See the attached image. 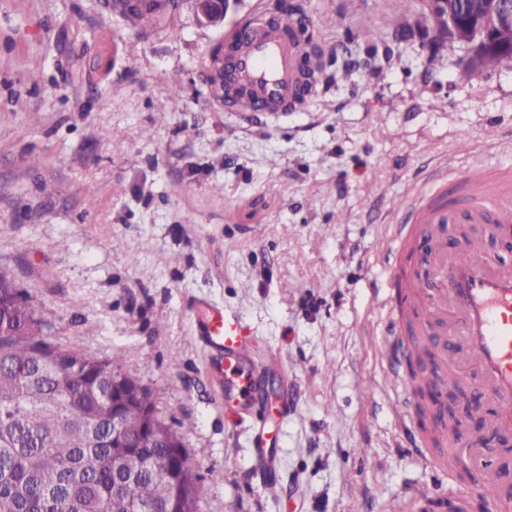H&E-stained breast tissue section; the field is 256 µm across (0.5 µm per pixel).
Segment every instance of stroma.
Returning <instances> with one entry per match:
<instances>
[{"label": "stroma", "instance_id": "35a3bbf8", "mask_svg": "<svg viewBox=\"0 0 512 512\" xmlns=\"http://www.w3.org/2000/svg\"><path fill=\"white\" fill-rule=\"evenodd\" d=\"M298 2L325 51L318 95L250 122L204 65L275 0H235L217 28L193 0L162 28L103 0H0V269L46 338L122 353L185 430L201 512H415L408 488L461 481L401 448L383 389L388 201L436 165L512 164V70L434 43L425 0ZM202 300L245 317L269 394L288 393L280 497L192 337Z\"/></svg>", "mask_w": 512, "mask_h": 512}]
</instances>
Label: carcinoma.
<instances>
[{"mask_svg":"<svg viewBox=\"0 0 512 512\" xmlns=\"http://www.w3.org/2000/svg\"><path fill=\"white\" fill-rule=\"evenodd\" d=\"M112 0L133 25L164 23L162 9ZM45 322L0 272V512H200L196 473L182 432L169 426L151 391L122 370L119 353L98 358L41 336ZM120 376L136 403L156 415L163 439L145 434L112 447V403L100 378ZM426 409L437 372L412 375Z\"/></svg>","mask_w":512,"mask_h":512,"instance_id":"1","label":"carcinoma"}]
</instances>
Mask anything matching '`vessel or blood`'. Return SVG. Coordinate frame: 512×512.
Listing matches in <instances>:
<instances>
[{"label": "vessel or blood", "mask_w": 512, "mask_h": 512, "mask_svg": "<svg viewBox=\"0 0 512 512\" xmlns=\"http://www.w3.org/2000/svg\"><path fill=\"white\" fill-rule=\"evenodd\" d=\"M309 54L290 19L279 14L245 17L224 36L225 109L246 119L296 111L317 95L321 83V67L303 66ZM391 212L399 220V260L388 280L397 289L390 293L379 288L375 296L389 311L381 348L394 368L398 418L410 422L415 411L401 367L430 351L452 364L463 352L475 379L470 382L449 372L448 394L483 399L492 407V430L511 437L512 266L489 253L487 237L512 228V165H482L439 175L418 195L397 201ZM445 224H463L467 230L461 239L451 241L441 230ZM419 248L432 255L425 277L413 269V254ZM192 334L210 353L211 370L234 392L236 403L261 401L256 371L248 364L255 344L249 323L205 302ZM434 427L446 436L449 447L474 445L463 424L441 417ZM256 457L264 489H279L265 445H258ZM411 496L417 512H442L449 502L469 501L461 492L434 500L417 488Z\"/></svg>", "instance_id": "1"}]
</instances>
